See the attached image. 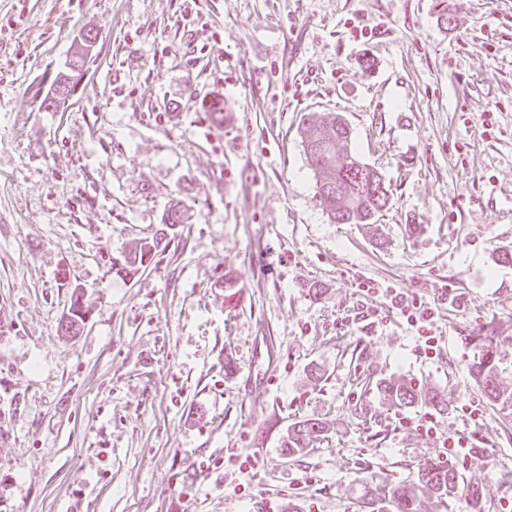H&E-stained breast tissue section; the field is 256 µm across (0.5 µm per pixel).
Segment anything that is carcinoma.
Instances as JSON below:
<instances>
[{
	"label": "carcinoma",
	"mask_w": 512,
	"mask_h": 512,
	"mask_svg": "<svg viewBox=\"0 0 512 512\" xmlns=\"http://www.w3.org/2000/svg\"><path fill=\"white\" fill-rule=\"evenodd\" d=\"M302 143L329 220L337 224L376 223L389 205V187L382 176L351 148L350 130L345 120L334 112L321 114L306 123ZM162 243L163 239L156 238L140 244L123 263L113 266V270L126 276L137 273L147 267ZM479 346L481 353L470 367L471 378L492 406L511 413L512 385L503 380L495 337H479ZM377 390L392 406L412 407L421 400V395L405 382H380ZM323 432V422L318 417L297 421L288 426L281 443L282 451L287 457L294 458ZM460 490L465 492L471 512H482L484 484L479 481L466 483L455 468L437 461L419 467L411 480L378 489L377 495L391 503L395 512H421L423 499H445Z\"/></svg>",
	"instance_id": "1"
}]
</instances>
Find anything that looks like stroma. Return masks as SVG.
<instances>
[{"label": "stroma", "instance_id": "1", "mask_svg": "<svg viewBox=\"0 0 512 512\" xmlns=\"http://www.w3.org/2000/svg\"><path fill=\"white\" fill-rule=\"evenodd\" d=\"M84 34L78 94L45 110ZM321 112L390 188L373 226L323 210L300 138ZM174 207L149 267L116 275ZM502 249L512 0H0V512H392L365 485L437 457L512 512V414L468 373L489 330L512 383ZM389 289L434 303L436 357ZM258 336L279 358L254 404ZM311 416L323 437L286 458ZM377 390L382 399L392 406L412 407L421 400V395L405 382H379ZM325 427L318 417H310L288 426L286 436L283 438L281 448L288 458L302 454L313 439L323 435Z\"/></svg>", "mask_w": 512, "mask_h": 512}]
</instances>
